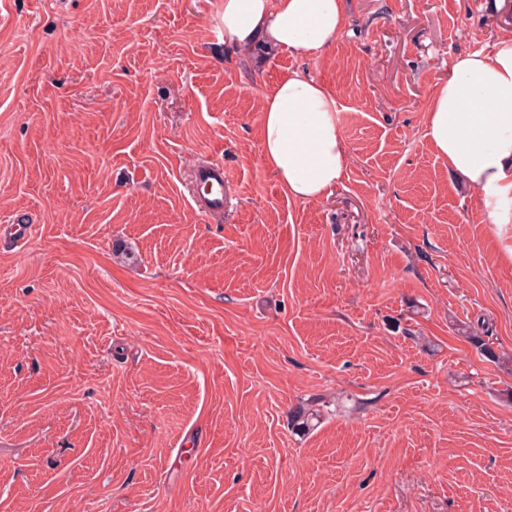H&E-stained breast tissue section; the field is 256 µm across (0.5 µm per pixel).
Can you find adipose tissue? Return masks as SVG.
<instances>
[{
	"label": "adipose tissue",
	"instance_id": "1",
	"mask_svg": "<svg viewBox=\"0 0 512 512\" xmlns=\"http://www.w3.org/2000/svg\"><path fill=\"white\" fill-rule=\"evenodd\" d=\"M344 11V0H224V41L315 59L335 41ZM336 112L335 94L298 71L264 92L262 158L288 198L323 199L342 179L349 154ZM425 125L437 156L478 191L489 223L512 224V35L455 58Z\"/></svg>",
	"mask_w": 512,
	"mask_h": 512
}]
</instances>
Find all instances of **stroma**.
Segmentation results:
<instances>
[{"label": "stroma", "instance_id": "stroma-1", "mask_svg": "<svg viewBox=\"0 0 512 512\" xmlns=\"http://www.w3.org/2000/svg\"><path fill=\"white\" fill-rule=\"evenodd\" d=\"M222 14L0 0V224L36 227L0 245V512H512V224L424 124L512 0H348L314 60L228 47ZM294 70L349 148L317 201L260 150ZM196 180L204 193L196 199V204L205 212H220L224 209V165L214 163L201 167ZM322 416L323 413L320 408L298 406L292 410L288 424L292 431L304 435L309 433L320 422Z\"/></svg>", "mask_w": 512, "mask_h": 512}]
</instances>
